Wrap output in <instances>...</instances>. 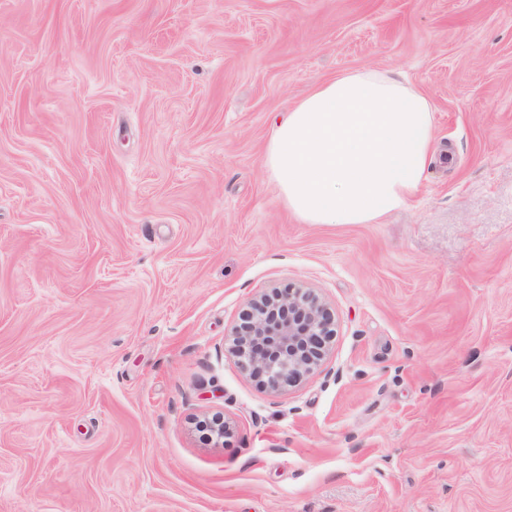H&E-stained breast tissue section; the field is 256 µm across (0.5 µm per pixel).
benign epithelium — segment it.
Wrapping results in <instances>:
<instances>
[{"label": "benign epithelium", "mask_w": 512, "mask_h": 512, "mask_svg": "<svg viewBox=\"0 0 512 512\" xmlns=\"http://www.w3.org/2000/svg\"><path fill=\"white\" fill-rule=\"evenodd\" d=\"M334 315L310 291L288 288L248 303L234 327L232 351L241 367L275 394L309 376L334 335ZM210 438H224L221 413L202 422Z\"/></svg>", "instance_id": "7a95c632"}]
</instances>
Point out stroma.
I'll return each mask as SVG.
<instances>
[{"label": "stroma", "instance_id": "obj_1", "mask_svg": "<svg viewBox=\"0 0 512 512\" xmlns=\"http://www.w3.org/2000/svg\"><path fill=\"white\" fill-rule=\"evenodd\" d=\"M365 68L452 160L300 223L271 121ZM288 287L335 334L273 395L232 329ZM0 512H512V0H0Z\"/></svg>", "mask_w": 512, "mask_h": 512}]
</instances>
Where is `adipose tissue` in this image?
I'll use <instances>...</instances> for the list:
<instances>
[{"mask_svg": "<svg viewBox=\"0 0 512 512\" xmlns=\"http://www.w3.org/2000/svg\"><path fill=\"white\" fill-rule=\"evenodd\" d=\"M427 96L391 69L316 84L274 123L261 166L304 224H374L409 205L433 162Z\"/></svg>", "mask_w": 512, "mask_h": 512, "instance_id": "1", "label": "adipose tissue"}]
</instances>
